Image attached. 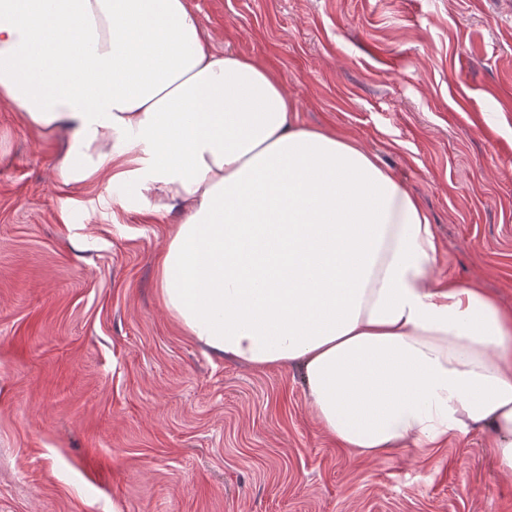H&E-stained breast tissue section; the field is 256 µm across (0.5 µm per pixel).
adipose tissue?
Segmentation results:
<instances>
[{
    "mask_svg": "<svg viewBox=\"0 0 512 512\" xmlns=\"http://www.w3.org/2000/svg\"><path fill=\"white\" fill-rule=\"evenodd\" d=\"M0 105L69 131L65 186L178 213L163 309L217 357L298 367L362 458L482 428L512 474V310L435 281L419 199L350 136L303 125L257 60L216 56L186 0H0Z\"/></svg>",
    "mask_w": 512,
    "mask_h": 512,
    "instance_id": "adipose-tissue-1",
    "label": "adipose tissue"
}]
</instances>
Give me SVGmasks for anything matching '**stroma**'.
<instances>
[{"instance_id": "stroma-1", "label": "stroma", "mask_w": 512, "mask_h": 512, "mask_svg": "<svg viewBox=\"0 0 512 512\" xmlns=\"http://www.w3.org/2000/svg\"><path fill=\"white\" fill-rule=\"evenodd\" d=\"M187 3L217 55L259 60L305 126L347 133L419 198L433 279L512 309V0ZM67 137L0 106V512H512L489 433L358 459L297 368L186 336L156 272L178 214L64 188Z\"/></svg>"}]
</instances>
